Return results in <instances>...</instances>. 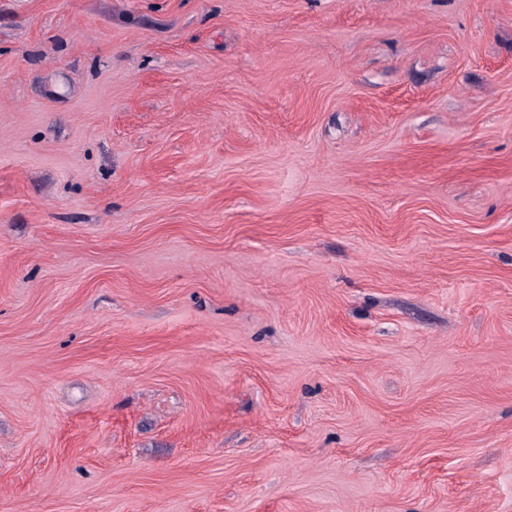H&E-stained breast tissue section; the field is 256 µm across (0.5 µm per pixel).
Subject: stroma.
Instances as JSON below:
<instances>
[{
    "mask_svg": "<svg viewBox=\"0 0 512 512\" xmlns=\"http://www.w3.org/2000/svg\"><path fill=\"white\" fill-rule=\"evenodd\" d=\"M0 512H512V0H0Z\"/></svg>",
    "mask_w": 512,
    "mask_h": 512,
    "instance_id": "obj_1",
    "label": "stroma"
}]
</instances>
